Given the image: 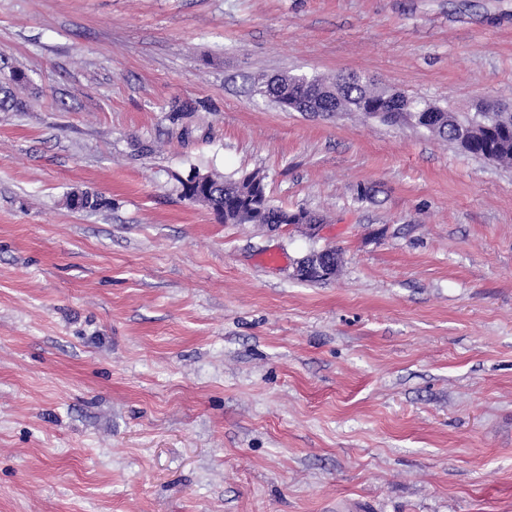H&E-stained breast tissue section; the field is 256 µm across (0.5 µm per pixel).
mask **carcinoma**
Returning a JSON list of instances; mask_svg holds the SVG:
<instances>
[{
	"label": "carcinoma",
	"mask_w": 512,
	"mask_h": 512,
	"mask_svg": "<svg viewBox=\"0 0 512 512\" xmlns=\"http://www.w3.org/2000/svg\"><path fill=\"white\" fill-rule=\"evenodd\" d=\"M29 83L26 73L18 68L0 80V111H19L24 102L16 89ZM258 90L283 110H288V99H313L328 115L339 112L359 114L367 118L383 116V121L394 124L415 125L422 112L437 113L436 122L426 130L453 144L457 143L459 115L435 104L421 101L404 92L378 90L357 76H340L330 83L316 77L310 82H300L293 76H283L279 83L269 87L259 83ZM476 122L493 130L488 139H475L460 146L466 153L481 156L494 163H512V109L499 103H488L477 111ZM265 177L257 172L237 179L211 174L208 189H192V195L205 194V200L215 211L224 212L226 224H279L284 208L271 202L266 187L261 185ZM79 200L80 210L97 211L108 206L102 197L88 191H73L66 196L67 206Z\"/></svg>",
	"instance_id": "obj_1"
}]
</instances>
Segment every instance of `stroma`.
<instances>
[{"mask_svg": "<svg viewBox=\"0 0 512 512\" xmlns=\"http://www.w3.org/2000/svg\"><path fill=\"white\" fill-rule=\"evenodd\" d=\"M1 53L0 512H512V167L255 93L512 104V0H0ZM194 168L325 227L221 223ZM29 83V78L24 71L12 68L9 75L0 80V111H20L24 108V102L17 96L16 89Z\"/></svg>", "mask_w": 512, "mask_h": 512, "instance_id": "1", "label": "stroma"}]
</instances>
